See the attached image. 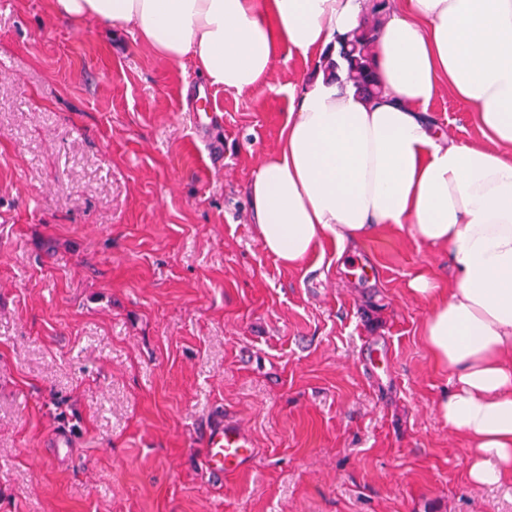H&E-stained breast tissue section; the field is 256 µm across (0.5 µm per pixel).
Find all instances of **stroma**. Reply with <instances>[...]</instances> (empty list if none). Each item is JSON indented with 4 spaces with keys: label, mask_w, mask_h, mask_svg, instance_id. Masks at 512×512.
<instances>
[{
    "label": "stroma",
    "mask_w": 512,
    "mask_h": 512,
    "mask_svg": "<svg viewBox=\"0 0 512 512\" xmlns=\"http://www.w3.org/2000/svg\"><path fill=\"white\" fill-rule=\"evenodd\" d=\"M314 66L209 87L128 29L0 0V512H512V474L472 484L437 411L407 285L447 254L404 230L294 267L260 246L246 189ZM428 111L482 141L449 90ZM215 417L257 451L223 480Z\"/></svg>",
    "instance_id": "obj_1"
}]
</instances>
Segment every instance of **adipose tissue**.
<instances>
[{
	"label": "adipose tissue",
	"instance_id": "1",
	"mask_svg": "<svg viewBox=\"0 0 512 512\" xmlns=\"http://www.w3.org/2000/svg\"><path fill=\"white\" fill-rule=\"evenodd\" d=\"M372 0H50L74 26L130 29L160 59L191 61L208 85L252 92L281 50L315 58L288 87L281 138L247 198L262 249L296 266L339 247L408 230L446 252L453 278L422 273L423 333L451 372L438 411L470 441L468 476L512 472V0H397L372 62L382 94L365 97L326 56L371 16ZM476 108L484 140L449 139L429 103L442 88Z\"/></svg>",
	"mask_w": 512,
	"mask_h": 512
}]
</instances>
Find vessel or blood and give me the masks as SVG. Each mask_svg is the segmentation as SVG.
I'll return each mask as SVG.
<instances>
[{"label":"vessel or blood","mask_w":512,"mask_h":512,"mask_svg":"<svg viewBox=\"0 0 512 512\" xmlns=\"http://www.w3.org/2000/svg\"><path fill=\"white\" fill-rule=\"evenodd\" d=\"M205 443L210 469L221 477L242 473L255 457L250 437L233 423H212L206 431Z\"/></svg>","instance_id":"vessel-or-blood-1"}]
</instances>
